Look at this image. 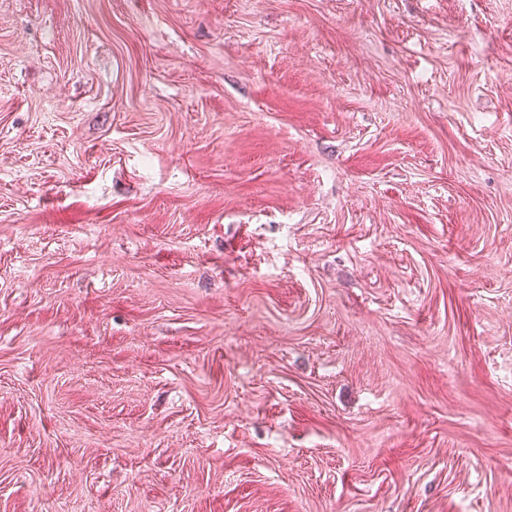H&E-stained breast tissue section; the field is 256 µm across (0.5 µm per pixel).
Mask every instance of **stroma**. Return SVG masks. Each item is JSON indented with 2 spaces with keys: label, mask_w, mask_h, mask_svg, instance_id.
I'll return each mask as SVG.
<instances>
[{
  "label": "stroma",
  "mask_w": 512,
  "mask_h": 512,
  "mask_svg": "<svg viewBox=\"0 0 512 512\" xmlns=\"http://www.w3.org/2000/svg\"><path fill=\"white\" fill-rule=\"evenodd\" d=\"M0 512H512V0H0Z\"/></svg>",
  "instance_id": "35a3bbf8"
}]
</instances>
